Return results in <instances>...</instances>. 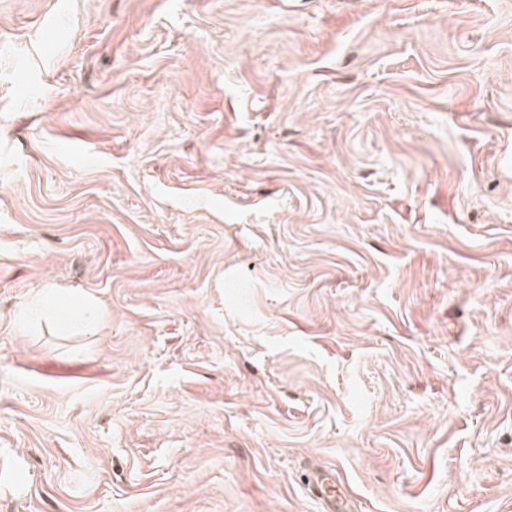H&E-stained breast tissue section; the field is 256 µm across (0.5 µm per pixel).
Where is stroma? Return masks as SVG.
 I'll return each mask as SVG.
<instances>
[{"mask_svg": "<svg viewBox=\"0 0 512 512\" xmlns=\"http://www.w3.org/2000/svg\"><path fill=\"white\" fill-rule=\"evenodd\" d=\"M322 466L512 512V0H0V512Z\"/></svg>", "mask_w": 512, "mask_h": 512, "instance_id": "obj_1", "label": "stroma"}]
</instances>
